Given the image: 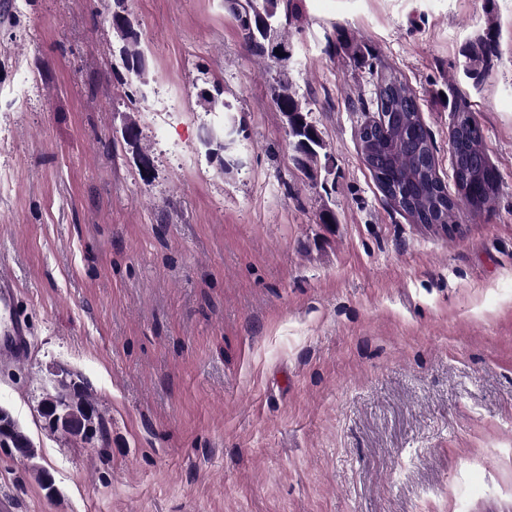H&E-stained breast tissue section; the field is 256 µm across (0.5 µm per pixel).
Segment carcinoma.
<instances>
[{
    "instance_id": "cac0c4a2",
    "label": "carcinoma",
    "mask_w": 512,
    "mask_h": 512,
    "mask_svg": "<svg viewBox=\"0 0 512 512\" xmlns=\"http://www.w3.org/2000/svg\"><path fill=\"white\" fill-rule=\"evenodd\" d=\"M281 0H225L234 15L244 42L257 56L276 64L288 60L284 52L288 41L278 24ZM112 28L119 38V53L125 69L136 76L145 73L144 59L139 48L138 34L125 15L124 0H113ZM487 62L485 47L478 46L469 53L468 67L479 78ZM275 105L284 118L288 140L293 151L304 160V166L318 165L325 143L310 118L306 104L288 92V83L281 85ZM377 111L383 114L372 125H360L358 142L362 158L373 156L371 168L387 198L416 224L456 222L458 205L463 203L477 212L495 195L498 178L479 142L481 133L467 107L454 114L453 142L456 149L450 159L458 196L448 194L436 171L433 145L423 125L415 94L398 76L385 75L377 96ZM71 420L90 425L96 434L100 425L95 403L84 387L77 391Z\"/></svg>"
}]
</instances>
